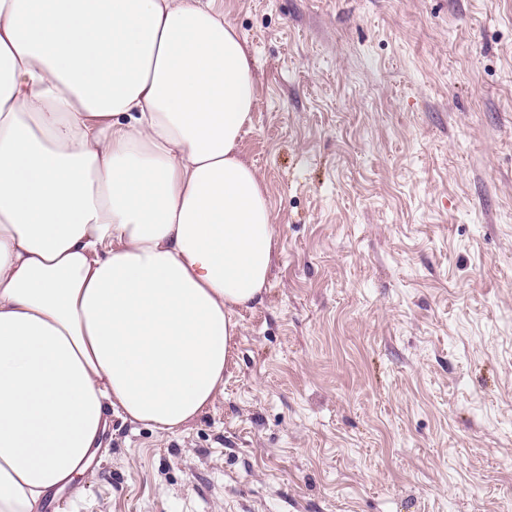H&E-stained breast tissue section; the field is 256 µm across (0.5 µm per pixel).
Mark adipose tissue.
I'll return each mask as SVG.
<instances>
[{
  "label": "adipose tissue",
  "mask_w": 512,
  "mask_h": 512,
  "mask_svg": "<svg viewBox=\"0 0 512 512\" xmlns=\"http://www.w3.org/2000/svg\"><path fill=\"white\" fill-rule=\"evenodd\" d=\"M254 59L210 0H0V512L224 391L278 251Z\"/></svg>",
  "instance_id": "adipose-tissue-1"
}]
</instances>
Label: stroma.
I'll return each instance as SVG.
<instances>
[{
  "instance_id": "35a3bbf8",
  "label": "stroma",
  "mask_w": 512,
  "mask_h": 512,
  "mask_svg": "<svg viewBox=\"0 0 512 512\" xmlns=\"http://www.w3.org/2000/svg\"><path fill=\"white\" fill-rule=\"evenodd\" d=\"M279 250L224 393L38 512H512V0H216Z\"/></svg>"
}]
</instances>
